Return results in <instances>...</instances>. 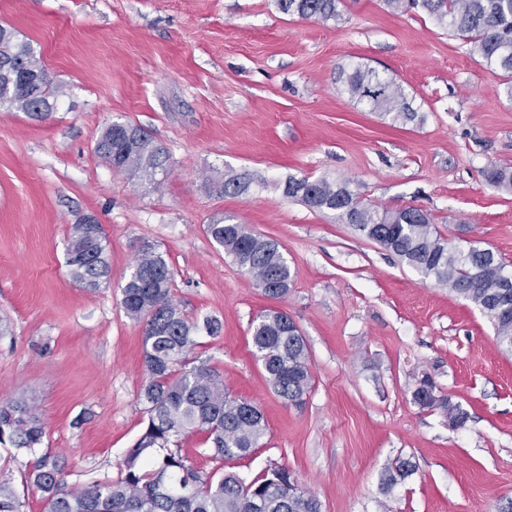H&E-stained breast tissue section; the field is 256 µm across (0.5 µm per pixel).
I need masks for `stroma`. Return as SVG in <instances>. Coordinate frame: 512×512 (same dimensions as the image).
<instances>
[{"label": "stroma", "mask_w": 512, "mask_h": 512, "mask_svg": "<svg viewBox=\"0 0 512 512\" xmlns=\"http://www.w3.org/2000/svg\"><path fill=\"white\" fill-rule=\"evenodd\" d=\"M339 12L317 22L274 0H0V24L68 90L44 120L0 110V398L34 400L69 485L116 478L144 426L143 326L121 288L148 242L168 258L180 308L221 322L198 354L267 422L232 471L286 467L322 512H497L512 499V353L490 321L336 213L283 193L291 176L347 179L364 201L420 208L453 245L512 265V193L482 175L512 167V102L474 45L426 13L383 0H342ZM358 64L400 83L415 119L395 124L349 98L338 76ZM115 121L169 152L159 191L96 153ZM216 173L251 187L216 195L205 185ZM220 214L279 242L294 273L284 298L265 297L210 241ZM89 215L111 267L94 291L66 266L71 227ZM273 307L308 345L315 385L300 409L253 355L251 322ZM425 372L462 425L414 404ZM399 456L415 471L384 491Z\"/></svg>", "instance_id": "35a3bbf8"}]
</instances>
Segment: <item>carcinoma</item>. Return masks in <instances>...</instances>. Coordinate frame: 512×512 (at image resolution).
<instances>
[{
	"instance_id": "1",
	"label": "carcinoma",
	"mask_w": 512,
	"mask_h": 512,
	"mask_svg": "<svg viewBox=\"0 0 512 512\" xmlns=\"http://www.w3.org/2000/svg\"><path fill=\"white\" fill-rule=\"evenodd\" d=\"M340 0H275L276 8L302 19L328 21L339 16ZM393 12L421 9L437 22L477 47L485 65L502 73L504 92L512 100V0H384ZM40 71L35 85L20 81L28 68ZM339 79L350 98L370 111L404 123L415 117L402 85L357 65L341 71ZM67 89L48 76L31 43L12 28L0 26V107L44 119L58 109ZM98 154L116 170L156 191L168 174L169 156L143 127L130 122L107 125L97 140ZM485 181L512 192V169L490 165ZM208 188L220 195H239L250 183L237 174L206 178ZM283 193L313 211H334L369 239L436 285L469 301L489 318L497 344L512 352V288L508 264L489 249H478L466 259L448 250L449 241L431 217L415 207L388 210L358 199L350 182L309 177H288ZM210 240L272 299L288 294L292 271L279 245L228 223L224 216L206 225ZM66 264L72 278L94 290L110 273L105 235L89 233L80 221L71 227ZM173 272L166 255L154 247L143 249L122 287V307L132 320L144 323L145 380L139 400L146 414L143 431L124 455L117 478L93 480L67 488L61 458L49 451L31 463L22 487L39 493L43 512H322L311 492L293 487L286 468L246 481L234 472L201 473L182 454L181 437L194 432L205 436L213 459L226 462L249 457L267 432L262 414L253 403L230 394L224 379L208 360L194 354L200 335L220 331L217 318L191 319L172 295ZM253 354L266 380L288 405L306 403L315 380L306 341L288 334V315L266 310L251 323ZM413 391V402L423 409H439L448 425H461L466 415L448 397L438 394L429 376ZM44 430L35 405L26 400L0 402V445L33 452L43 443ZM412 470L410 460L395 459L388 468V485ZM260 507H255V504ZM24 496L9 481H0V512H24Z\"/></svg>"
}]
</instances>
